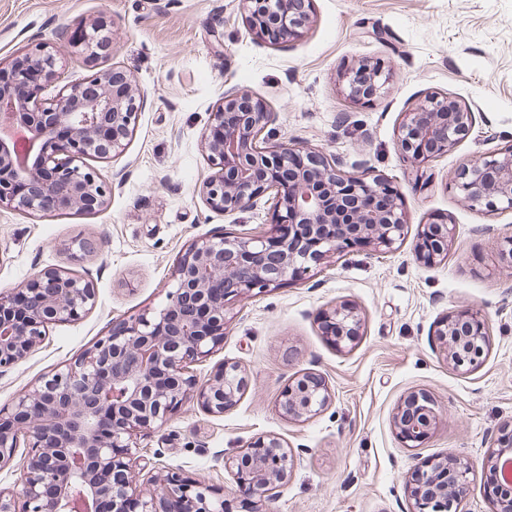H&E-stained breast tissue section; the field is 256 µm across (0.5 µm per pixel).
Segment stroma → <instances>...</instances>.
I'll return each mask as SVG.
<instances>
[{
	"instance_id": "stroma-1",
	"label": "stroma",
	"mask_w": 512,
	"mask_h": 512,
	"mask_svg": "<svg viewBox=\"0 0 512 512\" xmlns=\"http://www.w3.org/2000/svg\"><path fill=\"white\" fill-rule=\"evenodd\" d=\"M249 8L248 0H0V62L42 38L65 49L66 81L116 67L139 94L124 151L85 160L111 190L105 208L0 212V292L58 269L96 293L85 317L50 325L25 362L0 373V408L123 319L164 304L176 263L196 239L269 230L272 195L227 215L202 194L214 172L203 144L210 114L225 92L245 91L266 102L278 140L390 182L411 229L442 216L454 239L433 265L415 260L408 238L387 254L327 259L309 278L236 304L223 344L191 371L203 381L223 363L238 364L247 380L239 400L221 415L187 402L138 436L136 457L204 479L223 489L228 512H246L224 455L273 434L293 468L269 512H411V471L455 455L473 468L463 512H495L483 485L489 447L512 422V266L498 257L512 238V212L471 209L452 178L512 146V0H311L309 24L278 44L251 32ZM101 18L112 29L111 51L73 48ZM366 61L381 62L389 79L374 102L358 105L343 77ZM431 93L457 99L473 122L448 154L403 160L400 123ZM87 241L92 250H83ZM342 301L363 319L347 349L324 336L318 319ZM458 310L481 312L490 326L485 361L468 374L444 361L435 336L438 321ZM304 372L325 377L331 402L314 418L293 420L278 401ZM414 390L436 402L443 420L424 447L410 449L392 415Z\"/></svg>"
}]
</instances>
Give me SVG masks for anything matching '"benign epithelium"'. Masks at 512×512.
Returning <instances> with one entry per match:
<instances>
[{"label":"benign epithelium","instance_id":"benign-epithelium-1","mask_svg":"<svg viewBox=\"0 0 512 512\" xmlns=\"http://www.w3.org/2000/svg\"><path fill=\"white\" fill-rule=\"evenodd\" d=\"M310 20L305 0H251L247 16L259 38L278 43L299 33ZM98 38L87 49L109 50L104 22L92 25ZM61 50L31 42L25 52L0 65V210L45 212L107 206L109 191L89 157L123 152L138 109L136 91L121 71L103 72L65 85L52 99L45 85L60 78ZM387 77L379 63L363 64L345 77L346 96L356 102L377 98ZM271 122L265 103L239 92L224 94L211 126L222 137L204 138L217 173L203 187L214 210L242 212L274 193L271 229L195 241L181 256L167 303L131 316L100 337L73 363L44 378L0 410V466L29 449L18 489L0 490V512H166L176 501L180 512H224V492L180 471L142 465L154 491L136 489L132 448L141 432L161 428L190 398L209 413L232 408L246 386L241 367L225 363L205 382L196 381L191 363L224 341L233 305L308 275L331 256L389 253L408 235L402 200L392 185L351 175L318 149L286 145L261 147ZM472 123V112L448 97L429 95L405 114L397 149L413 163L428 161L455 147ZM32 140L20 145L13 132ZM453 185L475 209L512 210V147L482 157L458 171ZM454 225L433 221L420 227L413 253L432 265L447 254ZM26 311L14 315L17 294L0 292V369L24 362L46 337L48 327L81 319L96 304L92 285L60 270L35 274L20 288ZM327 336L338 348L357 342L362 318L356 307L339 303L322 314ZM435 336L448 365L461 373L485 358V319L467 311L438 323ZM325 379L304 372L282 391V414L308 420L328 406ZM442 413L424 392L397 405L393 426L406 448H421L434 435ZM512 424L501 430L490 458L502 465ZM289 455L280 439L258 435L224 455L237 491L264 501L288 479ZM470 467L457 458L437 459L415 468L407 488L412 512H455L467 495Z\"/></svg>","mask_w":512,"mask_h":512}]
</instances>
